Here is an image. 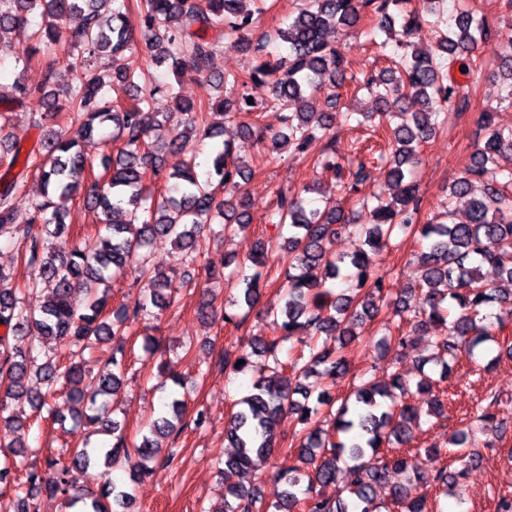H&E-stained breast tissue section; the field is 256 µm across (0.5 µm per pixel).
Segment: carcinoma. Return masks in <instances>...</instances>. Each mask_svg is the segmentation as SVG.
<instances>
[{"label": "carcinoma", "instance_id": "1", "mask_svg": "<svg viewBox=\"0 0 512 512\" xmlns=\"http://www.w3.org/2000/svg\"><path fill=\"white\" fill-rule=\"evenodd\" d=\"M105 0H0V56L14 58L27 67L39 46L60 42L59 20L76 13L81 18L70 32L69 43L78 51L67 57L77 85L65 96L42 86L16 83L1 103L22 106L35 100L41 108L37 126L43 128L38 149H20L0 141V165L22 172L37 171L43 184V199L33 207L29 225L13 224L15 199L22 185L13 180L0 189V235L9 231L22 239L24 263L31 278L24 288H16L12 275L0 267V424L20 428L23 421L4 415L7 401L26 399L30 405L74 435L83 425H92L113 438L110 446H93L90 437L81 435L72 448L70 461L47 459L42 469H22L18 458L26 457L22 443L0 449V486L15 491V512H38L42 493L65 497L81 512H114L112 504L133 500L130 487L112 480V469L130 458L121 424L111 417L121 400L125 369L124 343L136 327L152 318L149 306L160 307L170 300L172 281L152 268L148 253L152 240L167 237L184 251L183 282L216 273L201 263V237L204 228L221 219L223 231L250 223L251 202L243 191L252 168L234 154L235 140L251 135L256 125L243 120L271 106L283 112V130L271 136L273 150L285 148L308 158L313 144L327 139L324 150L331 151L325 165L332 169L340 187L352 195L358 184L372 177V168L359 162L349 171L351 182H344L345 166L332 151L336 139L338 95L329 94L318 103L326 82L345 79V50L325 40L329 29L357 30L366 14L378 19L376 29L385 34L380 47L387 48L395 35L394 6L401 16L402 40L395 41L393 54L398 61L381 71H367L351 77L356 89L378 97L383 112H346L344 124L357 128L377 120L376 127L392 113L400 122L389 128L390 161L384 164L386 178L402 184L400 195L388 200H356L357 212H347L342 200L324 206H308L300 194L280 192L271 213L272 223L284 239L285 253L279 263L286 266V282L278 303L263 312L272 319L280 335L272 339L255 336L249 349L224 357V369L243 372L252 366V357H264L263 370L252 381L251 392L235 403L225 436L235 453L224 461L228 481L224 506L215 512H263L262 498L246 482L259 479V467L267 463L274 450L289 444L296 449L295 464L278 472L286 484L276 512H376L377 494L389 488L391 505L400 512H429L426 499L415 493L412 483L387 486L388 474L407 468L402 448L412 441V424L420 419L411 404L414 393H430V415L441 421L448 418V402L437 390L451 376L452 364L461 355L473 358L491 333L479 316L496 308L494 317L502 327L512 320V167L500 166L504 155L512 157V131L500 128L494 113H478L477 140L471 163L461 177L448 187L443 203L448 221L421 223L422 200L412 171L419 163L421 145L447 128L448 110L463 111L469 101L459 94L450 75L459 65L467 72L478 43L492 35L503 41L498 74L507 84V100L512 102V35L492 28L473 12L460 9L444 19L435 13L433 26L444 25L435 48L423 51L408 37L421 23L423 10L409 9L410 0H304L305 6L274 39L288 45V55L267 58V43H252L249 33L256 27L254 13L243 9L242 0H140L142 38L145 52L155 64L171 62L175 78L189 70L207 75L221 90L218 99L203 107L186 102L167 92L183 116L180 126L159 147L149 140L150 130L169 116L149 110V100L159 86L146 81L144 70L120 62L132 49L136 37L125 23L124 10L129 0H112L118 7L105 15L100 6ZM40 17L32 22L34 17ZM218 32L231 47L251 53L254 64L249 78L267 84L268 99L249 104V95L235 93L226 98L224 86L234 85L227 77L210 73ZM100 57L111 64V81L105 83L90 61ZM123 95L132 104L120 105L113 96ZM112 126L116 153L103 163L105 173L90 178L80 143ZM213 141L209 165L199 171L197 146ZM188 155L184 165L169 173L165 193L155 198L147 192L146 180H157L165 150ZM81 198L101 211L104 224L82 238L67 252L55 249L53 239L66 233L69 225L60 203ZM468 198L465 220L455 221L453 203ZM126 220L115 223L114 213ZM341 231L363 240L365 248L344 257L332 252L331 244ZM413 236L421 243L417 255L420 277L407 294L386 301L384 275L372 267L369 252L386 245L392 235ZM252 273L242 275L237 286L243 290L248 309L259 302L261 289L270 279L271 265L263 248L249 257ZM137 272L133 286L139 297L131 306L121 305L107 316L112 281L124 275L128 266ZM497 271L501 280L484 283L483 267ZM42 288L47 299L37 309L25 303V295ZM424 294V306L413 307L415 291ZM385 326L384 339L399 351L413 345V336L430 326L442 324L446 334L437 337L436 353L421 361L420 378L415 384L400 372L352 386L350 393L336 401L325 390L318 394L306 387L303 379L317 374L329 387L344 380L349 363L344 349L358 336L357 328L367 318L379 314ZM410 323L404 330L403 323ZM301 328L315 329L324 335L323 344L307 345L290 365L279 358L283 343ZM59 344L67 351L61 358L41 356L15 340L26 334ZM111 343L112 358L105 370L94 376L78 361L79 355L95 345ZM244 364H238V361ZM440 367L439 378L423 370L428 363ZM75 405L73 424L55 407L59 389ZM165 410L146 425L135 445L140 463L130 474L135 482L151 473L147 462L157 453V440L180 429L185 401L174 398ZM498 399L476 407L473 419L482 431H498ZM289 412L300 429L291 440H280L278 418ZM472 428L445 431L430 450L440 454L451 446L457 449L455 462L460 470L442 469L434 481L446 497L455 493L457 477L478 461L472 447ZM348 465V491L353 507L342 499L331 500L315 487L335 485Z\"/></svg>", "mask_w": 512, "mask_h": 512}]
</instances>
